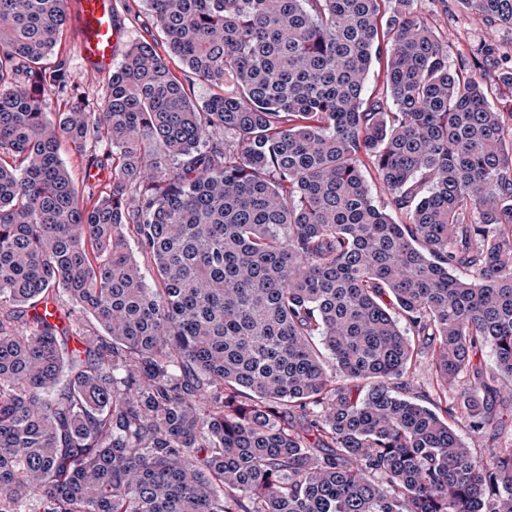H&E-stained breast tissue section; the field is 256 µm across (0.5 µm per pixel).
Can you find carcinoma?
I'll return each instance as SVG.
<instances>
[{"instance_id": "obj_1", "label": "carcinoma", "mask_w": 512, "mask_h": 512, "mask_svg": "<svg viewBox=\"0 0 512 512\" xmlns=\"http://www.w3.org/2000/svg\"><path fill=\"white\" fill-rule=\"evenodd\" d=\"M66 3L0 0V512H512V440L476 452L512 381V112L476 71L512 58L450 63L411 0H147L163 51L52 118ZM63 139L112 171L90 204ZM429 358L426 354L420 358V364L413 370L410 380L411 387L409 393L404 395L410 398H418L425 390L429 389L431 376L428 371Z\"/></svg>"}]
</instances>
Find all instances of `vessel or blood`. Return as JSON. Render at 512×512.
Wrapping results in <instances>:
<instances>
[{
  "label": "vessel or blood",
  "instance_id": "b4317fda",
  "mask_svg": "<svg viewBox=\"0 0 512 512\" xmlns=\"http://www.w3.org/2000/svg\"><path fill=\"white\" fill-rule=\"evenodd\" d=\"M75 16L78 52L86 69L110 72L124 36L115 0H75Z\"/></svg>",
  "mask_w": 512,
  "mask_h": 512
}]
</instances>
